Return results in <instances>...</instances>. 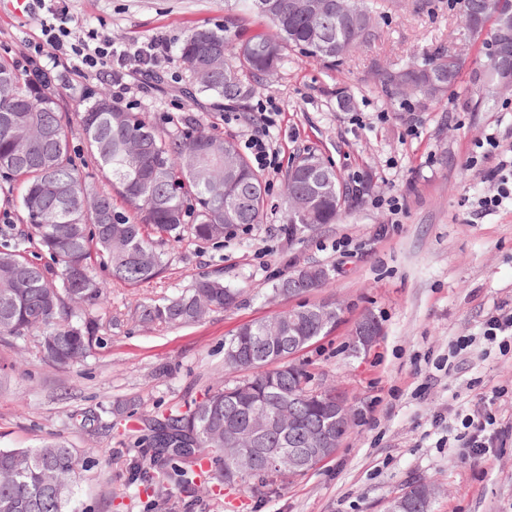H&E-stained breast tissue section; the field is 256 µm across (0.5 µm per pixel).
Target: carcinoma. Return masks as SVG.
Listing matches in <instances>:
<instances>
[{"label": "carcinoma", "instance_id": "carcinoma-1", "mask_svg": "<svg viewBox=\"0 0 512 512\" xmlns=\"http://www.w3.org/2000/svg\"><path fill=\"white\" fill-rule=\"evenodd\" d=\"M282 2L292 7L271 19L273 36L234 44L222 30L199 29L183 40L179 58L198 93L238 102L273 75L287 49L334 67L374 36L375 7L366 0H347L340 12L330 0L320 17L311 9L314 0ZM480 2L459 0L460 21L473 37L487 36L490 46L500 18L481 13ZM446 57L437 52L420 64L383 69L381 82L393 96L441 102L457 83L454 77L438 86ZM244 76L255 84H244ZM80 102L82 167L70 150L69 113L59 111L50 84L0 60V176L7 191L19 190L24 224L20 234L0 243V336L57 365L88 356L101 342L91 311L107 301L108 281L136 288L163 273L162 246L187 237L219 244L236 229L260 223L266 195L261 176L233 142L202 128L165 136L103 91L86 89ZM318 161L308 152L286 175V195L303 204L288 211L292 240L335 223L342 207H355L366 191L344 183L330 166L313 168ZM117 196L134 206V215L117 211ZM309 270L328 279L324 268L304 266L272 292L306 295L303 273ZM237 295L223 279L201 277L174 297L139 304L136 318L144 326L190 324L233 306ZM339 318V308L330 304L300 303L226 338L224 368L246 375L148 425L146 440L163 480L215 492L238 485L259 489L304 475L262 458L240 473L224 454V442L246 429L253 411L276 414L285 405L293 425L268 433L258 447L304 448L318 431L336 429L327 405L331 390L312 387L308 371L288 361L276 337L294 336L303 350L328 335ZM79 462L77 452L59 441L0 448V512H76Z\"/></svg>", "mask_w": 512, "mask_h": 512}]
</instances>
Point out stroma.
Segmentation results:
<instances>
[{"label": "stroma", "instance_id": "35a3bbf8", "mask_svg": "<svg viewBox=\"0 0 512 512\" xmlns=\"http://www.w3.org/2000/svg\"><path fill=\"white\" fill-rule=\"evenodd\" d=\"M384 0L375 37L333 69L287 52L262 89L235 103L194 93L193 78L175 52L197 28H226L246 39L274 34L271 22L244 11L237 0H66L63 20L119 45L167 40L171 50L153 74L135 70L130 112L164 134L196 124L244 146L250 118L269 101L280 114L269 136L280 153L278 170L263 172L268 187L261 223L226 237L222 245L183 241L166 245L168 264L158 278L131 289L113 285L96 314L102 343L67 367L47 363L22 345L0 338V448H33L49 437L84 454L78 479L82 512H385L412 482L434 483L431 512H512V353L484 344L487 318L512 311V204L479 213L477 200L493 189L497 158L466 160L476 142L495 136L512 150V93L476 107L477 73L488 64L485 44L458 24L455 0ZM16 0H0V59L23 69L41 37L42 10L17 14ZM459 56V83L445 105L424 97L393 99L379 69H398L424 55ZM350 95V109L339 106ZM319 153L344 181L370 187L357 208L303 240L284 231L285 179L306 151ZM397 197L400 218L374 203ZM348 242L351 255L336 245ZM318 264L328 283L311 303L331 302L341 320L296 359L314 384L344 393L351 428L336 452L307 475L255 491L198 496L175 484L155 490L133 481L132 461H147L141 439L149 421L186 410L208 387L223 383L224 340L248 322L297 305L273 294L294 269ZM202 274L223 277L241 292L236 307L180 327H145L139 303L170 296ZM381 326L366 351L353 350L364 315ZM474 338L452 356L457 339ZM506 432L490 463H464L460 415L483 406L492 392ZM122 405L119 416L101 407ZM100 422H93V415Z\"/></svg>", "mask_w": 512, "mask_h": 512}]
</instances>
